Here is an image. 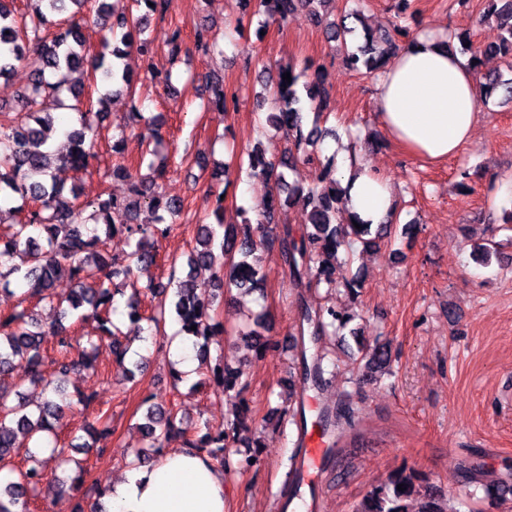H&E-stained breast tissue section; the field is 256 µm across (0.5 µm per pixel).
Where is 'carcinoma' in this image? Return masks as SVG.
Masks as SVG:
<instances>
[{
	"label": "carcinoma",
	"instance_id": "cac0c4a2",
	"mask_svg": "<svg viewBox=\"0 0 512 512\" xmlns=\"http://www.w3.org/2000/svg\"><path fill=\"white\" fill-rule=\"evenodd\" d=\"M29 13L17 14L10 0H0V77L25 65L31 69V82L23 95V116L4 113L0 119V217L4 213L23 214L17 223L0 233V284H16L24 289V300L34 304H18L8 312H0V377L18 366L26 369L29 386L41 389L44 399L30 408L20 395L0 385V512H30V504L38 488L52 480L58 488L66 485L57 471H66L72 459L58 445L53 421L68 405L65 383L84 370H95L97 353L106 345L119 361L125 359L128 346L120 340L119 328L112 322L116 296L131 290L126 300L127 315L134 321L148 323L146 341L165 337L167 318L178 322V335L193 338L201 356L210 353L209 340L224 334L218 309L224 289L255 291L262 287L263 276L256 252L267 248L278 251L289 271L299 281L308 279L318 288L333 290L338 286L355 294L361 287L356 277L346 278L343 269L350 263L357 247L378 251L384 240L392 237V225L363 224L354 227L341 198L340 181L332 161L324 164L312 183L306 186L288 184L286 171L299 161H311L310 149L327 136L335 135L329 128L315 123L307 127L303 112H315V120L329 111L330 97L323 67H307L298 74L287 67L278 76H266L273 85V109L268 122L284 133L289 148L280 160L267 158L261 144L248 152L250 174L270 184L269 195L253 207L255 220L243 218L240 224L224 223V205L216 197L213 215L215 223L197 227V246L188 259V272L182 278L170 272L167 282L150 283L147 289L158 296V304L149 316L140 313L134 303L139 289L135 271L156 263L157 254L149 239L168 236L182 214V204L158 193L159 182L168 174L166 159L150 161L149 173L138 175L126 164H108L102 177L127 182V194L115 196L103 191L94 201L80 207L77 194L66 190L55 173V163L61 162L85 169L97 158L95 136L99 119L105 111L107 98L96 99L85 93L82 85L70 83V75L84 71L93 62L94 72L111 82L121 77L128 92H133L132 75L124 64L129 49L138 46L148 51L141 38L145 17L134 10H146L161 17L172 7V0H31ZM334 0H238L242 22L245 17L264 13L268 18L285 24L297 12L304 13L314 24L324 26L328 39L338 43L344 68L356 74L380 71L389 51L397 42L410 36L409 30L394 24L393 29L375 33L358 11L341 16L339 22H323L326 4ZM484 16L496 18L502 34L498 41L476 46L467 33L456 35L462 50L476 60L474 74L482 78L486 105L499 90L512 102V0H486ZM71 12L65 23H53L49 16ZM103 32L102 50L92 56L86 48L82 22L87 17ZM354 19L362 27L364 44L351 49L347 37L355 28L347 26ZM488 55L503 59L506 73L485 75L482 58ZM291 73V81L282 79ZM67 90L74 104L79 128L68 134L66 153L49 150L53 132L52 113L65 106L60 97ZM233 95L224 87H215L214 98L208 105L218 112L229 113ZM301 205L306 220L297 231L284 227L276 237L265 229L279 223L280 200ZM117 234L137 238L134 249L116 257L104 252V246ZM21 262H15V258ZM66 270L75 288L70 296L60 297L54 291L56 274ZM46 303L60 315V320L42 325L36 307ZM94 323V332L87 337L76 336L66 324ZM355 319L349 308L334 306L316 310L304 308L297 324V337L292 347L296 376L288 380V390L294 401L278 418H267L280 424L291 417L295 424H307L301 392L307 387L321 388L326 368L335 366L321 346L322 338L335 336ZM196 329H191V326ZM55 339L51 371L43 368L44 337ZM359 365L371 373L385 375L392 361L390 343L378 339L359 345ZM212 380L220 392L234 400V418L225 426L209 424L192 430L182 427V419L171 409L156 402L154 393L140 403L144 408L140 429L153 453L138 448L129 465L145 464L155 458L173 433L184 438V447L206 454L218 465L226 466V453L233 447L258 448L259 440L249 441L243 433L251 430L249 405L244 397L247 384L240 372L229 364L212 368ZM316 423L322 433L333 439L329 452L336 447V429L355 425V411L347 403L321 408ZM112 433V420L99 411L85 430V436L75 437L69 447L93 448L96 438ZM49 458H44V454ZM23 459L14 465L15 457ZM461 483L467 494L477 491L493 500H504V480L484 472L481 465L470 463L461 467ZM402 489H397V486ZM353 512H454L448 497L420 471L402 467L387 480L368 491L354 506Z\"/></svg>",
	"mask_w": 512,
	"mask_h": 512
}]
</instances>
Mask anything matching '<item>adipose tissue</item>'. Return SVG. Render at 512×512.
I'll return each instance as SVG.
<instances>
[{
    "mask_svg": "<svg viewBox=\"0 0 512 512\" xmlns=\"http://www.w3.org/2000/svg\"><path fill=\"white\" fill-rule=\"evenodd\" d=\"M446 30H422L398 47L376 79L378 120L400 150L434 162L457 155L473 137L482 89L466 57L449 52ZM346 207L367 224L387 223V178L339 158ZM108 512H225L224 472L190 448H167L151 466L113 481Z\"/></svg>",
    "mask_w": 512,
    "mask_h": 512,
    "instance_id": "adipose-tissue-1",
    "label": "adipose tissue"
}]
</instances>
